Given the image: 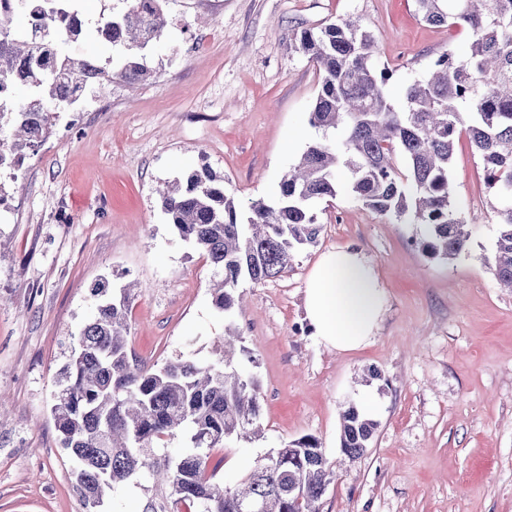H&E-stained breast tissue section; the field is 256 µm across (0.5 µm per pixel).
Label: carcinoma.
I'll list each match as a JSON object with an SVG mask.
<instances>
[{"label": "carcinoma", "mask_w": 512, "mask_h": 512, "mask_svg": "<svg viewBox=\"0 0 512 512\" xmlns=\"http://www.w3.org/2000/svg\"><path fill=\"white\" fill-rule=\"evenodd\" d=\"M164 0H131L91 31L76 17L77 0H0V169L19 170L51 136L57 113L119 78L157 76L140 62L164 32ZM423 20L466 27L467 58L443 54L403 88L396 107L389 71L375 61V40L360 24L339 20L293 32L320 76L310 124L322 138L283 176L276 195L243 210L208 164L159 189L174 234L199 250L219 280L212 305L229 322L209 361L179 357L148 365L128 345L130 287L95 283L91 318L73 333L75 350L57 375L50 407L62 448L77 462L74 477L86 512L106 491L130 484L149 496L142 512H320L335 480L318 438L307 435L257 460L232 485L215 481L224 460L213 452L260 431L261 381L241 370L246 347L230 317L244 282L283 276L295 256L318 244L317 207L335 198L336 172L350 193L380 214L427 226L423 250L455 259L470 232L452 204L454 145L466 134L483 165L496 216L493 272L512 288V0H416ZM24 14L23 29L13 19ZM91 35L117 51L104 65L66 49ZM406 166L401 168L397 158ZM378 423L355 404L342 413L339 448L350 460L371 447ZM179 438L184 447H160ZM300 485L302 494L290 493Z\"/></svg>", "instance_id": "obj_1"}]
</instances>
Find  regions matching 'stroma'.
<instances>
[{"label":"stroma","instance_id":"35a3bbf8","mask_svg":"<svg viewBox=\"0 0 512 512\" xmlns=\"http://www.w3.org/2000/svg\"><path fill=\"white\" fill-rule=\"evenodd\" d=\"M163 10L146 59L158 79L88 94L60 113L19 178L0 170V512H85L49 407L96 281L137 280L129 342L139 359L214 358L224 318L213 268L172 232L157 188L204 160L239 203L275 196L322 136L309 123L319 76L294 29L357 21L393 70L395 99L472 41L423 22L415 0H164ZM449 179L467 254L429 257L423 225L364 206L341 170L336 198L318 206V245L283 277L242 285L234 322L261 379L262 432L216 450L221 483L312 435L336 471L321 512H512V291L490 270L496 218L467 138ZM347 246L373 268L385 308L368 343L339 352L316 336L305 292L321 255ZM350 401L379 423L353 462L339 449Z\"/></svg>","mask_w":512,"mask_h":512}]
</instances>
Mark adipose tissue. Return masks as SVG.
Segmentation results:
<instances>
[{"instance_id":"obj_1","label":"adipose tissue","mask_w":512,"mask_h":512,"mask_svg":"<svg viewBox=\"0 0 512 512\" xmlns=\"http://www.w3.org/2000/svg\"><path fill=\"white\" fill-rule=\"evenodd\" d=\"M306 301L318 336L341 352L373 337L385 306L376 275L362 253L349 247L322 256L309 281Z\"/></svg>"}]
</instances>
